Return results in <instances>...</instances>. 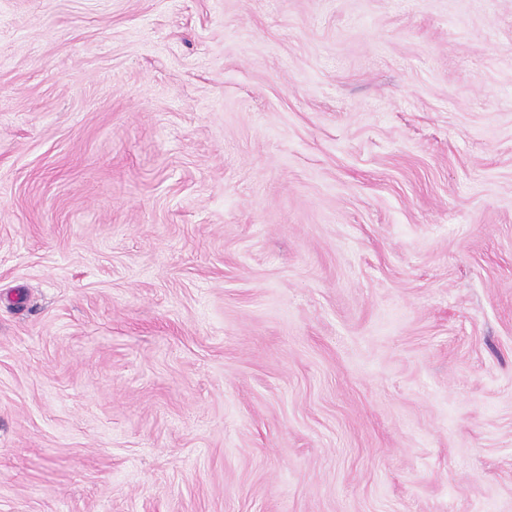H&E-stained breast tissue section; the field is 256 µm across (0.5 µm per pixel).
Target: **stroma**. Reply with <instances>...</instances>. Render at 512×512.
<instances>
[{
  "label": "stroma",
  "instance_id": "1",
  "mask_svg": "<svg viewBox=\"0 0 512 512\" xmlns=\"http://www.w3.org/2000/svg\"><path fill=\"white\" fill-rule=\"evenodd\" d=\"M0 512H512V0H0Z\"/></svg>",
  "mask_w": 512,
  "mask_h": 512
}]
</instances>
